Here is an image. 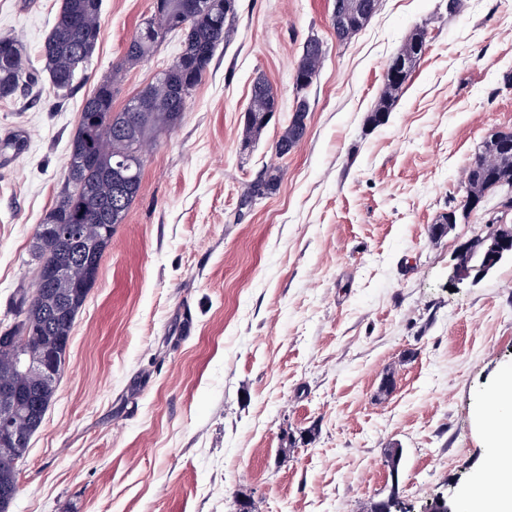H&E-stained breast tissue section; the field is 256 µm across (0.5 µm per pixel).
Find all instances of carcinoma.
<instances>
[{"label":"carcinoma","mask_w":512,"mask_h":512,"mask_svg":"<svg viewBox=\"0 0 512 512\" xmlns=\"http://www.w3.org/2000/svg\"><path fill=\"white\" fill-rule=\"evenodd\" d=\"M224 9H216L213 15L206 13L189 20L177 29L167 18L156 20V30L144 31L137 28L129 40L121 61L112 66L109 74L100 78L111 96H116L119 83L127 66L153 57L167 36L173 32L181 35V53L187 58L201 63L196 72V83L205 77L216 48L229 37L231 25L237 15L236 0H223ZM372 0H335V11L341 14L343 24L334 28L336 40L347 43L349 33H359L372 14L368 10ZM101 0H62L55 23L43 45V67L37 70L30 66L23 45L14 37L1 36L0 45L16 48L8 56L0 55V99L15 97L18 92L39 84L40 72L48 73L53 88L65 92L72 88L79 72L83 71L95 52L101 36ZM317 47L303 48L297 69L315 80L320 74L327 55V47L321 39H316ZM406 81L385 83L381 94L371 108L367 121L373 127L384 125L394 110ZM187 91L186 72L178 59H173L140 92L143 99L141 110L134 113L132 121L117 127L112 124L110 107L98 100L91 103L85 100L80 112L78 127L70 140L65 180L55 205L47 213L42 224L38 225L35 239L39 245L30 251L31 263L37 266H51L62 262L77 252V246L55 238L45 229L54 224H79L85 241L100 237L96 242L100 252H105L112 242V233L105 231L106 225L117 229L139 194L144 162L136 156V143L141 138L150 139L159 133L174 128L190 100L185 98ZM278 100L277 94L265 80L257 79L251 89L247 112L244 113V145H250L261 135L267 126V114L271 113ZM97 112L101 118L94 134L87 132L86 113ZM306 94H297L296 106L288 123L283 128L276 144L275 153L279 157L290 154L303 140L308 117ZM500 138L501 147L485 143L475 154L465 169V184L475 195H487L485 176L493 173L501 185L512 187V131L495 132ZM127 160L126 175L128 189L122 207H113L114 191L113 164ZM283 172L278 167L261 170L249 184L239 200V210H252L259 200L274 194L280 186ZM92 284H83L79 279L72 280L66 290L73 298L71 308L52 321L45 317L52 298L47 296L41 302L30 300L27 290L18 291L14 306V334L21 335L33 326L48 325L54 336L70 340L76 315L82 307ZM23 457L18 454L8 461H0V484L17 482V463ZM386 465L392 479L391 491L379 501L374 512H408L400 499L396 485L402 460V449H385Z\"/></svg>","instance_id":"obj_1"}]
</instances>
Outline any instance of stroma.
<instances>
[{
	"instance_id": "stroma-1",
	"label": "stroma",
	"mask_w": 512,
	"mask_h": 512,
	"mask_svg": "<svg viewBox=\"0 0 512 512\" xmlns=\"http://www.w3.org/2000/svg\"><path fill=\"white\" fill-rule=\"evenodd\" d=\"M379 0L339 43L334 0H238L232 31L180 123L151 139L142 187L79 311L44 422L18 464L10 512H371L391 485L408 512L491 491L487 398L512 374V260L449 281L512 188L444 237L462 174L490 133L512 131V0ZM61 0H0V35L41 51ZM153 0H102L83 80L0 100V320L31 288L35 231L64 182L82 103L123 56ZM426 49L388 122L367 116L418 26ZM328 57L301 144L276 158L309 37ZM180 50L169 35L127 68L112 104ZM281 101L242 147L256 78ZM279 191L239 213L270 163ZM393 373L390 391L380 389ZM399 447L398 481L384 465Z\"/></svg>"
}]
</instances>
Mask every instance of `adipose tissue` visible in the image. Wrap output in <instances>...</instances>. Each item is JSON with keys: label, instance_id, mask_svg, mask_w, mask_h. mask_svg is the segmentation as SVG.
<instances>
[{"label": "adipose tissue", "instance_id": "1", "mask_svg": "<svg viewBox=\"0 0 512 512\" xmlns=\"http://www.w3.org/2000/svg\"><path fill=\"white\" fill-rule=\"evenodd\" d=\"M488 404L493 414L487 420V431L494 446L489 464L499 482L489 498L471 499L466 512H512V376L490 392Z\"/></svg>", "mask_w": 512, "mask_h": 512}]
</instances>
